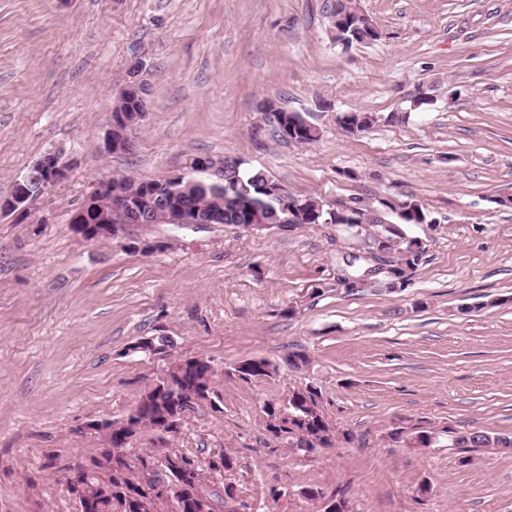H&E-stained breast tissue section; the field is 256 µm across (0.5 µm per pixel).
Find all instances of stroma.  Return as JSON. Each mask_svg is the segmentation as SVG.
I'll return each instance as SVG.
<instances>
[{
  "mask_svg": "<svg viewBox=\"0 0 512 512\" xmlns=\"http://www.w3.org/2000/svg\"><path fill=\"white\" fill-rule=\"evenodd\" d=\"M329 2L0 0V197L47 151L77 160L30 218L0 216V512H76L64 467L100 448L90 419L123 417L165 368L127 351L151 335L173 340L171 359L213 361L220 407L190 413L173 446L234 458L206 475L236 486L224 512H321L311 486L343 494L348 512H512V448L463 467L447 435L512 436V206L497 203L512 198V0H361L381 37L347 50ZM140 57L151 91L136 146L102 157ZM421 88L435 102L411 109ZM266 101L320 141L274 136ZM352 111L379 121L346 135L336 116ZM197 157L338 203L416 196L432 221L405 228L426 244L411 285L338 287L340 254L362 243L333 224H160L149 235L168 247L152 254L72 233L94 182L157 179ZM298 351L309 363L295 370ZM247 358L277 376L226 377ZM306 384L353 441L268 453L264 402ZM414 426L436 429L432 447L389 437Z\"/></svg>",
  "mask_w": 512,
  "mask_h": 512,
  "instance_id": "stroma-1",
  "label": "stroma"
}]
</instances>
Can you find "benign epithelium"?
<instances>
[{"mask_svg": "<svg viewBox=\"0 0 512 512\" xmlns=\"http://www.w3.org/2000/svg\"><path fill=\"white\" fill-rule=\"evenodd\" d=\"M150 72L151 67L145 60H140L138 71L132 75V81L129 82V85L136 86L134 103L135 107L140 109L137 121L130 120L128 112L111 113L102 142L103 155L123 156L133 151L139 121L145 118L148 111ZM70 169L71 164L62 153L46 152L34 162L25 175L15 180L10 195L0 198V214L16 218L25 217L31 210L34 200L65 180ZM180 213L181 206L165 195L142 192L137 197H129L113 189L112 179L109 178L94 185L74 209L70 224L74 227L73 234L83 241L96 234L128 245L143 237L149 229L158 224H180L184 221L196 225L212 223V219L207 217V212L202 210L192 211L186 220L178 217ZM65 486L71 495L84 497L85 509L88 512L98 506L97 500L84 492L81 472H71Z\"/></svg>", "mask_w": 512, "mask_h": 512, "instance_id": "1", "label": "benign epithelium"}]
</instances>
